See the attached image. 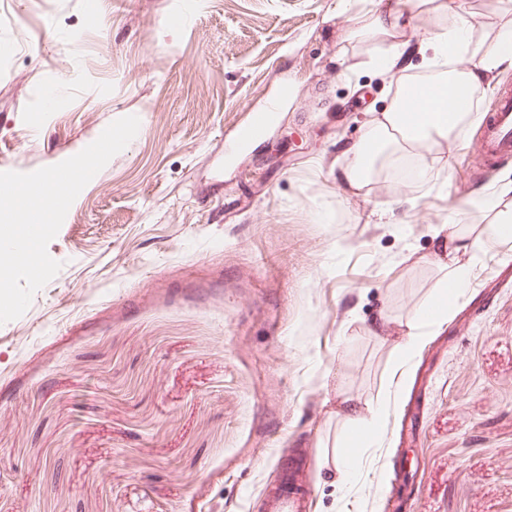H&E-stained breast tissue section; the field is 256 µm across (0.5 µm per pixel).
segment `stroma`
Wrapping results in <instances>:
<instances>
[{
    "label": "stroma",
    "mask_w": 512,
    "mask_h": 512,
    "mask_svg": "<svg viewBox=\"0 0 512 512\" xmlns=\"http://www.w3.org/2000/svg\"><path fill=\"white\" fill-rule=\"evenodd\" d=\"M387 5L407 74H426L417 48L444 20L407 0H0V172L140 120L49 243L61 270L0 324V512H264L296 448L326 457L295 472L305 512H512V257L486 260L412 358L361 484L328 461L339 399L390 383L457 208L512 178L480 124L507 67L428 181L343 185L396 91L354 36ZM463 5L481 40L512 20V0ZM276 119L275 112L260 111L251 114L248 124L236 137L237 148L245 145L249 140L264 136Z\"/></svg>",
    "instance_id": "1"
}]
</instances>
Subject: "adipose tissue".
<instances>
[{
	"instance_id": "ef3b65f1",
	"label": "adipose tissue",
	"mask_w": 512,
	"mask_h": 512,
	"mask_svg": "<svg viewBox=\"0 0 512 512\" xmlns=\"http://www.w3.org/2000/svg\"><path fill=\"white\" fill-rule=\"evenodd\" d=\"M423 13L445 17L446 23L420 45L427 51L430 81L413 86L399 85L390 106L366 123L359 141L349 148V160L342 181L349 187H366L377 166H388L416 154L421 163L417 179L430 177L432 154L456 146L472 119L474 94L479 75L512 66V22L503 24L489 43L474 37L471 23L457 0H416ZM393 10L384 9L368 16L365 34L382 38L384 45L372 55L371 68L389 72L398 67L399 45ZM512 194V181L492 192L478 195L466 204L470 213L488 215L480 227H456L448 235L450 259L441 263V278L426 300L406 319L402 341L396 345L392 370L402 375L411 359L434 328L447 320L454 305L463 300L472 286L474 272L501 244L512 240V209L502 207L503 197ZM466 254L458 262L457 254ZM394 407V396L383 392L370 403L345 398L342 410L344 458L335 462V481L352 487L362 480V471L350 466V459H363L370 448L380 444L387 417Z\"/></svg>"
}]
</instances>
